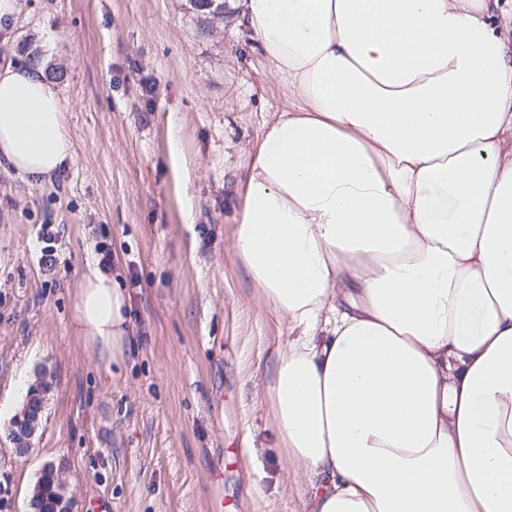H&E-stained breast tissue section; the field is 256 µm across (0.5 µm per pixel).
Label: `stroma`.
<instances>
[{
	"label": "stroma",
	"mask_w": 512,
	"mask_h": 512,
	"mask_svg": "<svg viewBox=\"0 0 512 512\" xmlns=\"http://www.w3.org/2000/svg\"><path fill=\"white\" fill-rule=\"evenodd\" d=\"M0 65L62 68L74 161L34 184L0 161V512H26L59 466L73 512H303L262 388L278 329L230 248L234 188L281 88L234 15L190 0H20ZM58 227L54 270L39 225ZM112 251L132 332L120 363L77 336L72 310ZM48 382L34 450L10 423ZM35 434L36 429L31 432L30 427L23 423L20 417L14 419L9 433L10 440L14 445L12 448L13 454L20 458L28 456L33 450Z\"/></svg>",
	"instance_id": "obj_1"
}]
</instances>
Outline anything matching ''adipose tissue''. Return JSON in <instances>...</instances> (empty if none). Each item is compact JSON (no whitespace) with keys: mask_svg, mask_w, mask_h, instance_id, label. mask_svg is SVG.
Here are the masks:
<instances>
[{"mask_svg":"<svg viewBox=\"0 0 512 512\" xmlns=\"http://www.w3.org/2000/svg\"><path fill=\"white\" fill-rule=\"evenodd\" d=\"M285 102L231 238L280 342L264 396L306 512H512V34L499 0H226ZM0 157L73 158L45 65L0 66ZM74 328L124 352L117 280Z\"/></svg>","mask_w":512,"mask_h":512,"instance_id":"1","label":"adipose tissue"}]
</instances>
